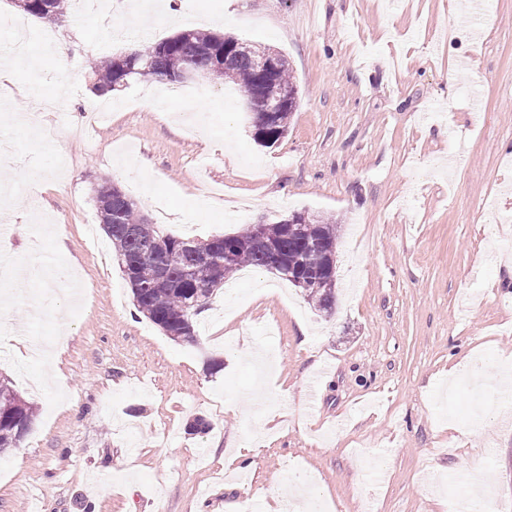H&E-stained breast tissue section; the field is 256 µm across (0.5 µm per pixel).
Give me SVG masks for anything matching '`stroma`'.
Returning a JSON list of instances; mask_svg holds the SVG:
<instances>
[{"label":"stroma","instance_id":"1","mask_svg":"<svg viewBox=\"0 0 512 512\" xmlns=\"http://www.w3.org/2000/svg\"><path fill=\"white\" fill-rule=\"evenodd\" d=\"M118 2L27 17L69 43V67L36 48L0 84L12 175L0 286L16 297L0 374L38 424L0 454V512H288L294 489L309 512H449L474 471L512 512V416L494 381L512 359V0H485L478 37L455 0H167L110 40ZM190 14L287 56L299 103L273 147L217 79L199 82L224 104L206 135L181 120L200 100L147 77L108 96V121L91 126L90 60L124 54L133 36L157 43ZM78 125L84 137L53 153L37 138ZM35 169L46 191L28 190ZM105 183L177 236L296 210L335 222L332 311L247 268L195 316L194 342L172 341L137 311L112 257L95 198ZM65 263L73 284L49 286L42 267ZM261 431L269 445L248 468L220 463Z\"/></svg>","mask_w":512,"mask_h":512}]
</instances>
